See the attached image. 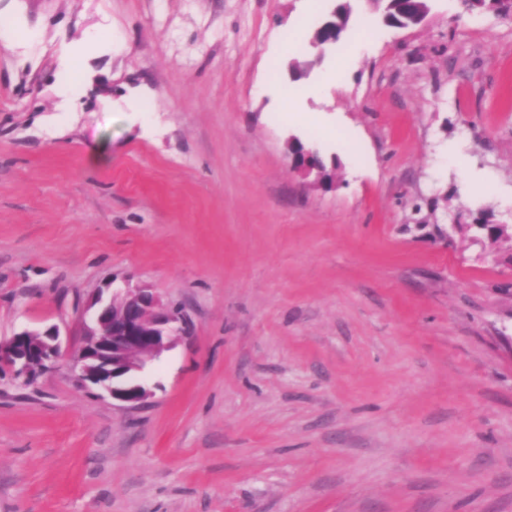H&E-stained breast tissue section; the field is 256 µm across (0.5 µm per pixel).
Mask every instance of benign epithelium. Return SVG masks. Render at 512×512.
Returning a JSON list of instances; mask_svg holds the SVG:
<instances>
[{"mask_svg":"<svg viewBox=\"0 0 512 512\" xmlns=\"http://www.w3.org/2000/svg\"><path fill=\"white\" fill-rule=\"evenodd\" d=\"M318 152L291 158L292 168L322 186L325 174ZM81 342L71 360L76 384L130 407L144 404L152 391L142 381L147 362L172 349L188 330L181 307L168 305L150 289L128 283L106 285L93 293L79 313ZM62 357L59 329L27 328L0 340V377L24 385L53 371Z\"/></svg>","mask_w":512,"mask_h":512,"instance_id":"1","label":"benign epithelium"}]
</instances>
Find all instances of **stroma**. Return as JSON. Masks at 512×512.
<instances>
[{
    "mask_svg": "<svg viewBox=\"0 0 512 512\" xmlns=\"http://www.w3.org/2000/svg\"><path fill=\"white\" fill-rule=\"evenodd\" d=\"M352 6L295 83L305 0H0V337L126 279L192 326L137 409L0 382V512H512V23ZM403 0H373L369 4L374 12L382 14L384 22L396 28H408L421 24L429 13L428 3ZM99 36L100 33L89 35L85 38V40L70 46L67 50V54L64 59V66L66 67L69 74V86L72 91L79 88L80 86L82 56L86 50L87 43H94L96 38ZM319 153L316 150L306 151L301 157H291L293 169L302 172L305 176H314V183L322 187L325 174L318 165Z\"/></svg>",
    "mask_w": 512,
    "mask_h": 512,
    "instance_id": "stroma-1",
    "label": "stroma"
}]
</instances>
